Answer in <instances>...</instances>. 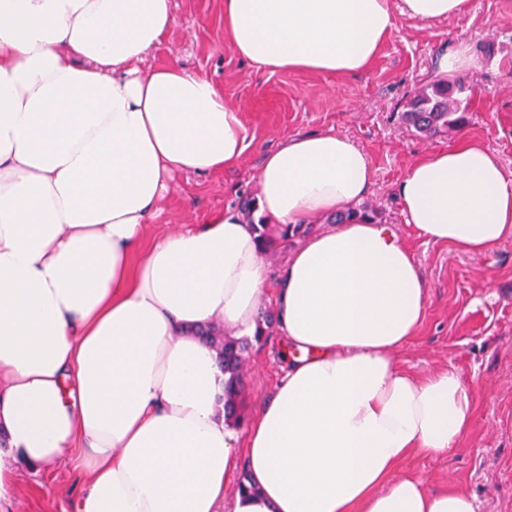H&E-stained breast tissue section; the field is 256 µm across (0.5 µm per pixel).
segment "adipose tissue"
<instances>
[{
	"mask_svg": "<svg viewBox=\"0 0 512 512\" xmlns=\"http://www.w3.org/2000/svg\"><path fill=\"white\" fill-rule=\"evenodd\" d=\"M467 0H224V40L258 69L366 72L403 15ZM173 0H0V432L31 470L72 450L76 512H476L398 472L459 448L473 392L448 365L400 367L429 285L386 225L333 224L271 272L227 209L142 241L174 173L236 166L243 115L177 63L137 67ZM372 169L354 141L298 133L265 152L256 216L295 226L352 207ZM426 241L480 253L512 237V173L469 137L395 186ZM294 357L244 431L201 326L254 335L264 299Z\"/></svg>",
	"mask_w": 512,
	"mask_h": 512,
	"instance_id": "obj_1",
	"label": "adipose tissue"
}]
</instances>
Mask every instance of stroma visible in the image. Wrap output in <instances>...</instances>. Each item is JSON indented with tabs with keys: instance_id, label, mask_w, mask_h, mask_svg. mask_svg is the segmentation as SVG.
I'll use <instances>...</instances> for the list:
<instances>
[{
	"instance_id": "stroma-1",
	"label": "stroma",
	"mask_w": 512,
	"mask_h": 512,
	"mask_svg": "<svg viewBox=\"0 0 512 512\" xmlns=\"http://www.w3.org/2000/svg\"><path fill=\"white\" fill-rule=\"evenodd\" d=\"M176 24L148 57L146 68L177 60L212 80L242 112L246 149L232 169L207 177L175 175L148 237L156 239L203 216L238 209L255 196L264 151L296 133L346 135L365 152L373 172L366 204L413 252L431 288L417 336L399 352L408 371L425 374L452 365L474 390L469 430L460 448L404 460L433 488L466 492L477 512H512V238L481 253L417 236L394 187L413 161L452 145L451 135L424 137L401 119L418 87L432 81L435 58L465 51L456 70L474 91L465 134L495 151L512 172V0H467L455 17L430 23L398 17L396 30L372 67L356 77L258 70L224 43V0H173ZM283 363L277 329L250 351L239 400L267 398ZM6 512H74L90 475L61 460L50 471L18 467Z\"/></svg>"
}]
</instances>
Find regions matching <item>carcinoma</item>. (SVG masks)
<instances>
[{
  "instance_id": "obj_1",
  "label": "carcinoma",
  "mask_w": 512,
  "mask_h": 512,
  "mask_svg": "<svg viewBox=\"0 0 512 512\" xmlns=\"http://www.w3.org/2000/svg\"><path fill=\"white\" fill-rule=\"evenodd\" d=\"M467 91L468 87L459 78L430 82L415 91L409 98L401 118L423 136L443 133L450 135L468 121L470 97L466 96ZM357 215L374 221L379 213L374 208L363 204L345 215L336 216L333 218V223L342 224ZM272 323V313L264 310L259 313V330L253 337L226 336L224 330L213 324L202 330L210 346L219 354L224 364V372L229 374L224 401V418L227 420H237L236 404L241 392L243 367L249 351L262 340Z\"/></svg>"
}]
</instances>
